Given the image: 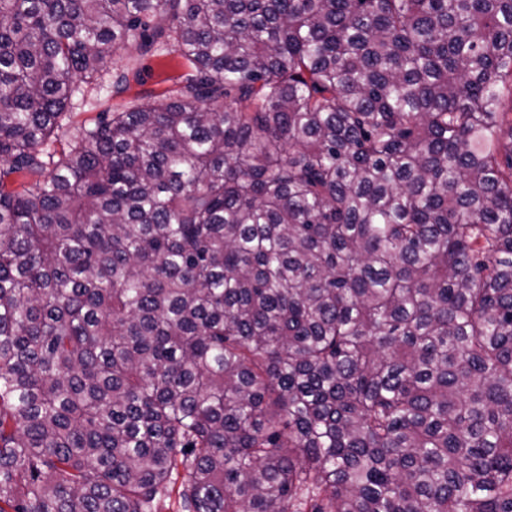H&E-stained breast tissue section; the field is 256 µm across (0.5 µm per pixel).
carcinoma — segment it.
<instances>
[{"instance_id":"obj_1","label":"carcinoma","mask_w":512,"mask_h":512,"mask_svg":"<svg viewBox=\"0 0 512 512\" xmlns=\"http://www.w3.org/2000/svg\"><path fill=\"white\" fill-rule=\"evenodd\" d=\"M507 102L512 0H0V512H512ZM107 55L111 67L114 62L131 70L129 90L122 97L112 98L106 87L85 88L84 97L79 95L74 101L69 129L59 134L48 151L60 155L68 148L74 128L93 125L100 112L123 111L158 96L175 95L182 77L190 71L187 61L173 49L162 48L155 53L140 55L135 45L130 44L115 52L109 49Z\"/></svg>"}]
</instances>
